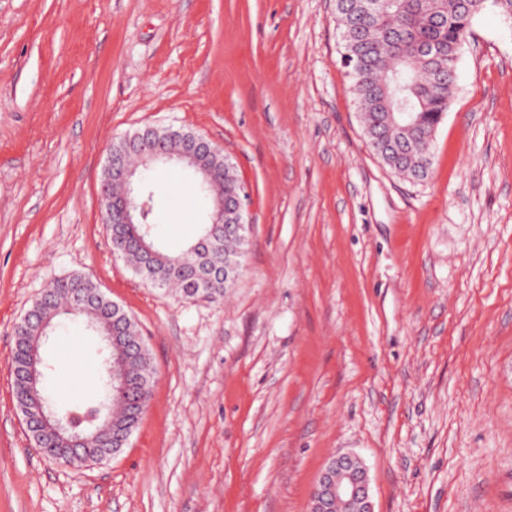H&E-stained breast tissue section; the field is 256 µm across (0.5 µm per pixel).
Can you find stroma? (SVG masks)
Segmentation results:
<instances>
[{
  "mask_svg": "<svg viewBox=\"0 0 512 512\" xmlns=\"http://www.w3.org/2000/svg\"><path fill=\"white\" fill-rule=\"evenodd\" d=\"M200 135L249 192L245 265L219 302L151 287L112 251V142ZM429 176L373 153L335 0H0V512H310L333 456L375 512H512V28L476 17ZM163 243L196 183L156 166ZM78 273L135 320L151 398L110 461L35 447L14 327ZM65 322L56 376L98 362ZM28 360V344L24 339H17L15 344V350L12 357V379H13V391L14 397L19 407L24 398V385L21 375V369L26 365ZM19 410L23 416L26 426L29 424V417L31 411L29 408L20 406Z\"/></svg>",
  "mask_w": 512,
  "mask_h": 512,
  "instance_id": "35a3bbf8",
  "label": "stroma"
}]
</instances>
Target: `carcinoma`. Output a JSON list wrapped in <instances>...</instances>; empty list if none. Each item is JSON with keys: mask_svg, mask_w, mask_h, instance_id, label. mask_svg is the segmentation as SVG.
<instances>
[{"mask_svg": "<svg viewBox=\"0 0 512 512\" xmlns=\"http://www.w3.org/2000/svg\"><path fill=\"white\" fill-rule=\"evenodd\" d=\"M366 0H336L340 20L341 57L348 60L347 75L356 96L364 132L375 155L391 170L414 179H424L432 165L430 133L440 125L457 82L458 54L470 36L473 20L492 9L512 22V0H378L375 11L363 8ZM202 199L224 197V225L233 221L231 200L242 194V183L234 166L224 161V180L209 187L198 186ZM148 209L138 224H110L113 243L121 256L154 288H174L186 299L220 300L238 269L242 268L246 241L231 234L214 243L222 252L226 274L211 283H202L188 294L187 278L176 272L183 264L198 270L207 265L209 252L168 251L156 240L155 191L145 187ZM87 281L72 275L53 282L45 297L44 314L52 323L68 315L75 289ZM86 330L99 339L102 353L106 343L102 327L112 324V301L100 302L80 315ZM28 360V344L16 341L12 357L13 391L16 403L24 398L21 369ZM125 396L112 401L97 416L91 411L107 403L112 390L104 372H99V390L88 398L60 402L43 395L56 415L81 433L89 419L105 432L115 427H136L150 398L152 367L148 353L132 362Z\"/></svg>", "mask_w": 512, "mask_h": 512, "instance_id": "cac0c4a2", "label": "carcinoma"}]
</instances>
